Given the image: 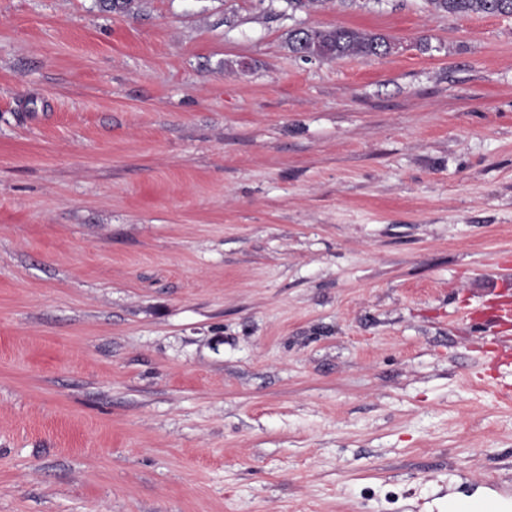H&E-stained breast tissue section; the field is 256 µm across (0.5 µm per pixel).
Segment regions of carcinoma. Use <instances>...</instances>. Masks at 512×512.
<instances>
[{
  "instance_id": "cac0c4a2",
  "label": "carcinoma",
  "mask_w": 512,
  "mask_h": 512,
  "mask_svg": "<svg viewBox=\"0 0 512 512\" xmlns=\"http://www.w3.org/2000/svg\"><path fill=\"white\" fill-rule=\"evenodd\" d=\"M505 2L512 7V0H429L435 10L450 16L489 15L494 12L493 4ZM388 45L389 39L384 35L336 26L311 30L302 42L292 45V50L301 53L304 58L339 59L346 56H376L379 50Z\"/></svg>"
}]
</instances>
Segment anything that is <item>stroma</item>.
I'll list each match as a JSON object with an SVG mask.
<instances>
[{
	"label": "stroma",
	"mask_w": 512,
	"mask_h": 512,
	"mask_svg": "<svg viewBox=\"0 0 512 512\" xmlns=\"http://www.w3.org/2000/svg\"><path fill=\"white\" fill-rule=\"evenodd\" d=\"M505 267L512 16L0 0V512L511 490ZM389 39L365 30L336 26L329 29H312L299 46L292 41L294 53L304 58L339 59L346 56H378V51L388 47Z\"/></svg>",
	"instance_id": "1"
}]
</instances>
